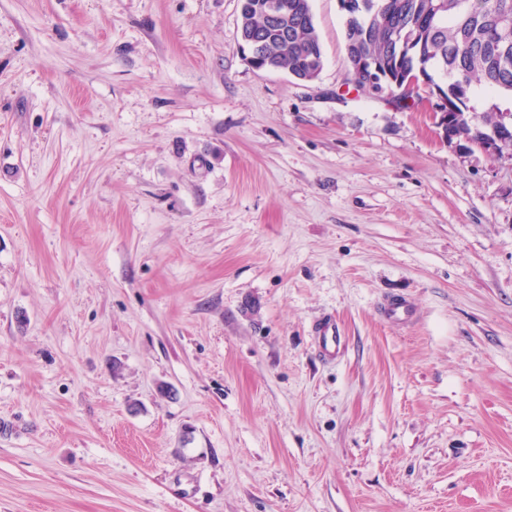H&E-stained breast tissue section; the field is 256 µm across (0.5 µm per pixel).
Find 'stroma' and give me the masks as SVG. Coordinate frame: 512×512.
Wrapping results in <instances>:
<instances>
[{
	"label": "stroma",
	"mask_w": 512,
	"mask_h": 512,
	"mask_svg": "<svg viewBox=\"0 0 512 512\" xmlns=\"http://www.w3.org/2000/svg\"><path fill=\"white\" fill-rule=\"evenodd\" d=\"M312 11L303 82L238 0H0V512H512V156ZM321 350L325 356H338L345 347V336L339 326L325 323L320 330Z\"/></svg>",
	"instance_id": "obj_1"
}]
</instances>
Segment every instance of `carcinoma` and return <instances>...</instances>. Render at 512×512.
<instances>
[{
    "label": "carcinoma",
    "mask_w": 512,
    "mask_h": 512,
    "mask_svg": "<svg viewBox=\"0 0 512 512\" xmlns=\"http://www.w3.org/2000/svg\"><path fill=\"white\" fill-rule=\"evenodd\" d=\"M238 31L241 42L257 35L262 55L257 67L286 71L305 80L304 62L315 55L324 59L315 31L311 0L287 3L277 22H269L267 6L273 0H239ZM375 8H360L344 15L346 49L378 60H400L399 70L429 71L447 65L456 76L466 100L477 82L501 95L512 96V0H369ZM434 17L430 28L417 26L421 14ZM503 110L496 104L484 115L470 106L459 124L467 138L499 123Z\"/></svg>",
    "instance_id": "cac0c4a2"
}]
</instances>
